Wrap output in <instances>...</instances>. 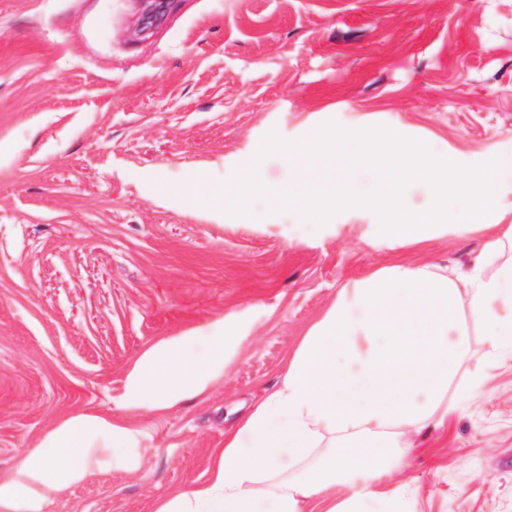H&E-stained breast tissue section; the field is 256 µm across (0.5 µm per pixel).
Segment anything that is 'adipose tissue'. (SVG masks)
Returning a JSON list of instances; mask_svg holds the SVG:
<instances>
[{"instance_id":"obj_1","label":"adipose tissue","mask_w":512,"mask_h":512,"mask_svg":"<svg viewBox=\"0 0 512 512\" xmlns=\"http://www.w3.org/2000/svg\"><path fill=\"white\" fill-rule=\"evenodd\" d=\"M489 240L467 270L394 265L342 289L306 336L281 385L267 393L224 442L204 485L163 501L156 512H301L303 500L347 484L343 512H363L369 482L392 476L410 444L400 428H428L470 343L457 318L461 299L486 327L492 350L512 348V262ZM223 324L207 336L153 345L135 363L120 404L126 413L165 409L204 392L224 374ZM337 448L307 461L324 437ZM139 432L127 423L80 414L60 424L40 450L23 455L17 479L0 483V502L22 503L35 489L80 482L95 449L134 469Z\"/></svg>"}]
</instances>
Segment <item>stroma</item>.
Wrapping results in <instances>:
<instances>
[{"label":"stroma","mask_w":512,"mask_h":512,"mask_svg":"<svg viewBox=\"0 0 512 512\" xmlns=\"http://www.w3.org/2000/svg\"><path fill=\"white\" fill-rule=\"evenodd\" d=\"M0 0V481L81 413L121 415L155 343L223 323L224 376L129 418L139 466L95 452L32 512H155L205 483L340 288L395 264L467 268L512 224L392 244L370 209L316 225L269 188L306 155L259 157L333 121L481 165L512 151V0ZM261 166L268 185H250ZM471 349L413 450L370 490L383 512H512V352Z\"/></svg>","instance_id":"1"}]
</instances>
